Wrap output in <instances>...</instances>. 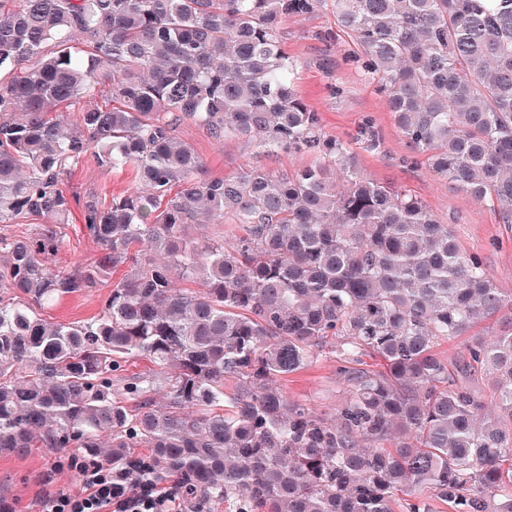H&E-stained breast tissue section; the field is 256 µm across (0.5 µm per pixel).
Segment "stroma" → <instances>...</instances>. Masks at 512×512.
I'll list each match as a JSON object with an SVG mask.
<instances>
[{"mask_svg": "<svg viewBox=\"0 0 512 512\" xmlns=\"http://www.w3.org/2000/svg\"><path fill=\"white\" fill-rule=\"evenodd\" d=\"M283 27L285 49L298 69V89L320 113L324 132L354 141L359 168L379 183L412 193L439 216L457 217L455 230L462 249L481 253L499 288L512 295V224L499 223L488 205L438 179L425 166L409 163L406 140L383 96L355 68L352 57L357 47L337 28L330 5L288 19ZM367 121L382 137L380 149L365 148L357 141ZM178 135L201 157L209 177L228 176L254 162L277 172L311 161L310 156L285 152L255 158L249 144L238 139L217 143L204 126L192 121L184 122ZM67 184L81 196L108 201L114 194L136 189L138 181L132 168L110 170L89 163L73 171ZM105 294V289L95 288L67 297L44 315L62 322L91 320L100 313ZM282 386L289 399L327 415L332 414L341 388L336 363L326 358L289 375ZM66 457L63 451L49 456L37 449L24 455L0 454V491L10 496L15 512H43L50 493L78 489L79 481L66 466Z\"/></svg>", "mask_w": 512, "mask_h": 512, "instance_id": "35a3bbf8", "label": "stroma"}]
</instances>
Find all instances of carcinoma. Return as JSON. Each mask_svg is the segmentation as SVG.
Listing matches in <instances>:
<instances>
[{
  "mask_svg": "<svg viewBox=\"0 0 512 512\" xmlns=\"http://www.w3.org/2000/svg\"><path fill=\"white\" fill-rule=\"evenodd\" d=\"M324 2L0 0V454L72 448L224 512H512V297L299 94L282 22ZM331 4L410 161L512 224V0ZM188 120L316 161L207 178ZM89 162L140 188L81 199ZM76 205L97 249L68 269ZM97 287L90 321L41 314ZM320 358L332 420L281 388Z\"/></svg>",
  "mask_w": 512,
  "mask_h": 512,
  "instance_id": "cac0c4a2",
  "label": "carcinoma"
}]
</instances>
